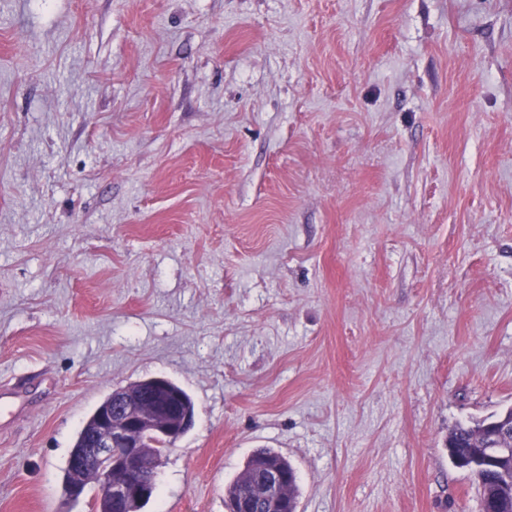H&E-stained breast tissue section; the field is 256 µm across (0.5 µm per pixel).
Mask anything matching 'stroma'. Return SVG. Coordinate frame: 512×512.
<instances>
[{"mask_svg":"<svg viewBox=\"0 0 512 512\" xmlns=\"http://www.w3.org/2000/svg\"><path fill=\"white\" fill-rule=\"evenodd\" d=\"M163 376L141 512H479L449 432L512 407V0H0V512ZM275 466L282 473L285 480L286 497L293 501L296 508L297 476L288 459L281 453L272 449L262 448L257 450L248 459L243 471L235 479L225 499L228 512L239 511L241 495L244 485L249 478L266 466ZM276 468H268L261 479H258L245 493L247 506L251 508L267 509L265 512H292L284 510L285 503L282 500L281 486L283 484L280 472Z\"/></svg>","mask_w":512,"mask_h":512,"instance_id":"stroma-1","label":"stroma"}]
</instances>
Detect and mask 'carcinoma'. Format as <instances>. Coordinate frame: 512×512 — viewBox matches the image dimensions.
I'll list each match as a JSON object with an SVG mask.
<instances>
[{"mask_svg": "<svg viewBox=\"0 0 512 512\" xmlns=\"http://www.w3.org/2000/svg\"><path fill=\"white\" fill-rule=\"evenodd\" d=\"M486 425L485 421L474 426L457 424L448 435V442L452 444L448 456L456 467L468 471L477 483L481 512H512V483L504 480L497 466L476 461L477 449L473 445ZM269 465L279 469L285 480L286 497L296 501L297 476L288 459L272 449L262 448L251 455L243 471L229 487L225 499L228 512L238 510L244 485L249 478Z\"/></svg>", "mask_w": 512, "mask_h": 512, "instance_id": "1", "label": "carcinoma"}]
</instances>
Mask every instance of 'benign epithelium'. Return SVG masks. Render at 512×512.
Masks as SVG:
<instances>
[{"mask_svg":"<svg viewBox=\"0 0 512 512\" xmlns=\"http://www.w3.org/2000/svg\"><path fill=\"white\" fill-rule=\"evenodd\" d=\"M156 403L146 409L137 395L125 388L112 391L109 403L98 415L97 428L87 436L85 446L71 456L73 465L90 469L99 487L98 504L102 512H136V505L154 495L161 456L150 455L149 436L170 443L186 432L180 397L170 391L163 377L152 378ZM486 460L512 458V424L499 428L480 444ZM280 472L268 468L245 493L247 506L265 512H286L282 500Z\"/></svg>","mask_w":512,"mask_h":512,"instance_id":"1","label":"benign epithelium"}]
</instances>
